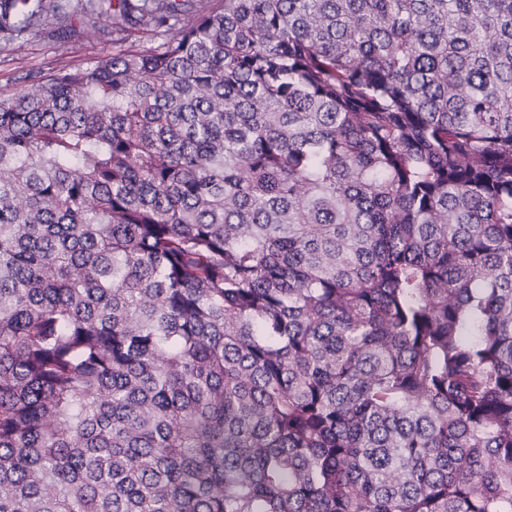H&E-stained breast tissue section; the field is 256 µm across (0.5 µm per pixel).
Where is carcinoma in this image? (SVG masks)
Returning <instances> with one entry per match:
<instances>
[{
	"mask_svg": "<svg viewBox=\"0 0 512 512\" xmlns=\"http://www.w3.org/2000/svg\"><path fill=\"white\" fill-rule=\"evenodd\" d=\"M49 18L113 50L0 96V512H512V0Z\"/></svg>",
	"mask_w": 512,
	"mask_h": 512,
	"instance_id": "1",
	"label": "carcinoma"
}]
</instances>
